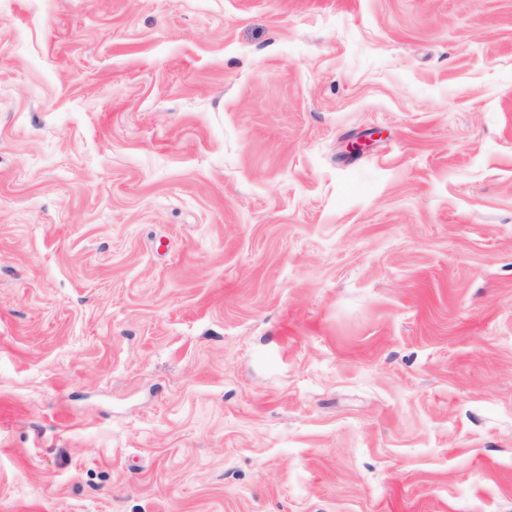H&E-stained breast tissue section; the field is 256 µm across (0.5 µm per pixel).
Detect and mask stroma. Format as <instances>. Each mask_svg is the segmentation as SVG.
Returning a JSON list of instances; mask_svg holds the SVG:
<instances>
[{
  "mask_svg": "<svg viewBox=\"0 0 512 512\" xmlns=\"http://www.w3.org/2000/svg\"><path fill=\"white\" fill-rule=\"evenodd\" d=\"M0 512H512V0H0Z\"/></svg>",
  "mask_w": 512,
  "mask_h": 512,
  "instance_id": "obj_1",
  "label": "stroma"
}]
</instances>
